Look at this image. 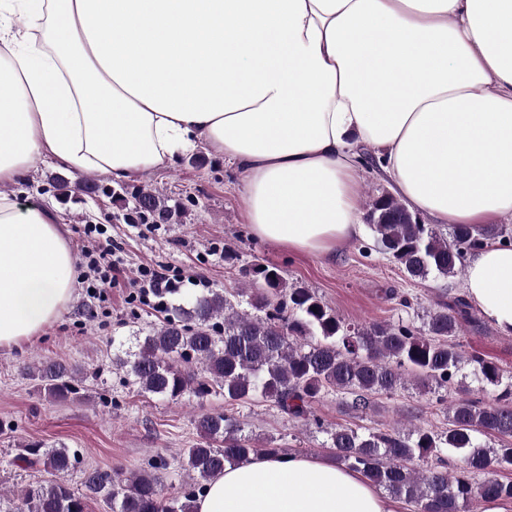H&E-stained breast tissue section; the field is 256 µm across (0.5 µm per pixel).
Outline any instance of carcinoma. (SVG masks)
I'll use <instances>...</instances> for the list:
<instances>
[{
	"mask_svg": "<svg viewBox=\"0 0 512 512\" xmlns=\"http://www.w3.org/2000/svg\"><path fill=\"white\" fill-rule=\"evenodd\" d=\"M132 197V215L145 224H168L183 210L152 190L139 189ZM366 220L379 250L414 280L456 276L467 251L503 234L495 224L477 232L454 224L446 239L391 195L373 198ZM244 283L233 291L206 288L192 307L164 316L126 361L127 382L170 399H204L217 391L229 405L270 399L289 419L326 434L337 464L415 504L416 512H467L477 498L512 499V481L476 480L493 467L512 469V381H503L495 363L463 350V299L446 304L421 327L402 321L355 324L311 290L288 285L274 265L246 269ZM466 363L474 366L481 387L496 391L492 400L448 397ZM30 376L53 399L74 398L83 390V378L62 362H43ZM410 379L436 394L448 412V429L416 427L403 435L359 425L328 429L313 408L331 393L348 394L349 411L360 417L373 397L391 399ZM195 425L199 440L184 449L181 468L197 479L169 495L158 477L168 461L154 455L130 478L89 473L81 492L60 481L31 489L13 512H86L91 498L109 502L112 512H195L203 482L224 466L284 453L241 434L238 419L227 411L201 414ZM480 435L496 438L498 447L482 446ZM447 453L459 457L452 473ZM77 458L67 448H47L39 441L22 445L17 455L28 466L54 473L71 471Z\"/></svg>",
	"mask_w": 512,
	"mask_h": 512,
	"instance_id": "obj_1",
	"label": "carcinoma"
}]
</instances>
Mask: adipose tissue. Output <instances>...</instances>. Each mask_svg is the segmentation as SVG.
I'll use <instances>...</instances> for the list:
<instances>
[{"label": "adipose tissue", "instance_id": "obj_1", "mask_svg": "<svg viewBox=\"0 0 512 512\" xmlns=\"http://www.w3.org/2000/svg\"><path fill=\"white\" fill-rule=\"evenodd\" d=\"M410 209L473 229L512 217V0H0V188L35 159L136 178L206 147L243 174L252 234L334 254L361 231L359 145ZM50 209L0 191V348L74 294ZM465 293L512 335V244ZM196 512H399L360 474L259 455Z\"/></svg>", "mask_w": 512, "mask_h": 512}]
</instances>
